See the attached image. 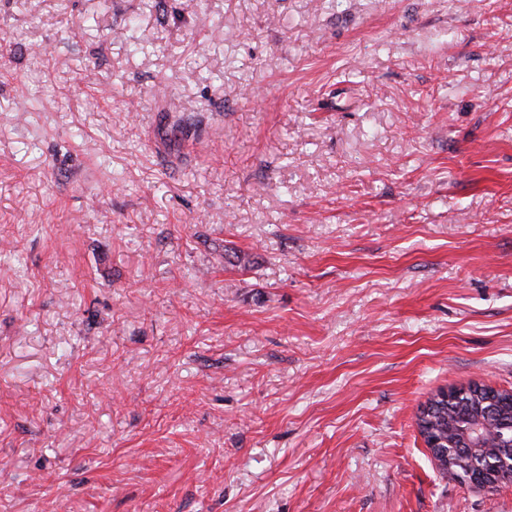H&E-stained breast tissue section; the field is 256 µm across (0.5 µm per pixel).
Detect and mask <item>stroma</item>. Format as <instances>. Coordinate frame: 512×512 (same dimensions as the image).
<instances>
[{
  "instance_id": "stroma-1",
  "label": "stroma",
  "mask_w": 512,
  "mask_h": 512,
  "mask_svg": "<svg viewBox=\"0 0 512 512\" xmlns=\"http://www.w3.org/2000/svg\"><path fill=\"white\" fill-rule=\"evenodd\" d=\"M471 381L512 0H0V512H512L416 426Z\"/></svg>"
}]
</instances>
